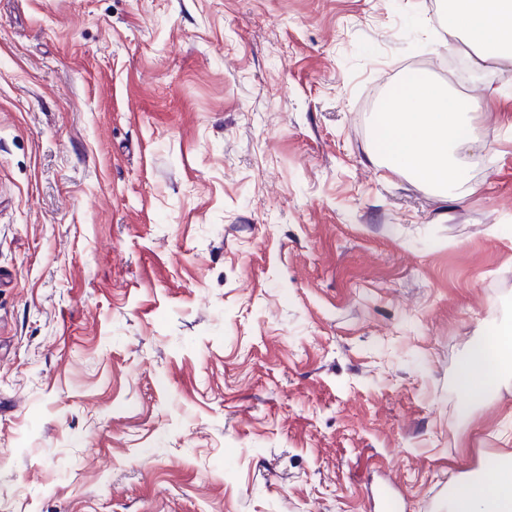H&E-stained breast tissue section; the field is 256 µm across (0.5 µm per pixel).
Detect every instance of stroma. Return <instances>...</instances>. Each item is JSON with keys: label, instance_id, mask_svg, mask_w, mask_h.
Returning <instances> with one entry per match:
<instances>
[{"label": "stroma", "instance_id": "obj_1", "mask_svg": "<svg viewBox=\"0 0 512 512\" xmlns=\"http://www.w3.org/2000/svg\"><path fill=\"white\" fill-rule=\"evenodd\" d=\"M491 95L448 191L371 108ZM442 0H0V512H448L512 457V64ZM512 366V337L499 346L489 341L474 343L468 360L457 371L456 384L462 398V410L475 401L481 390L497 385L503 372H510Z\"/></svg>", "mask_w": 512, "mask_h": 512}]
</instances>
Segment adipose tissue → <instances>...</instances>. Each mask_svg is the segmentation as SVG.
Masks as SVG:
<instances>
[{"instance_id": "ef3b65f1", "label": "adipose tissue", "mask_w": 512, "mask_h": 512, "mask_svg": "<svg viewBox=\"0 0 512 512\" xmlns=\"http://www.w3.org/2000/svg\"><path fill=\"white\" fill-rule=\"evenodd\" d=\"M448 17L477 46L479 62L512 63V0H448ZM483 105L482 99L450 94L438 84L417 83L383 105L376 136L398 167L417 180L444 187L452 171L449 153L458 139V117ZM509 370L512 339L498 346L474 343L456 374L464 405L496 386L501 373ZM483 469V474L451 483L448 512H512V459L488 458ZM489 472L494 475L490 481L485 478Z\"/></svg>"}]
</instances>
